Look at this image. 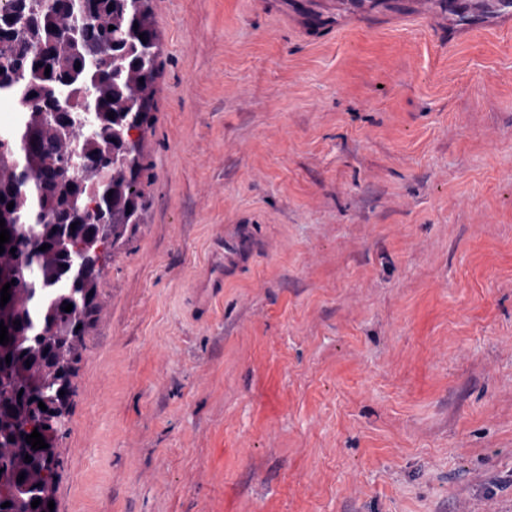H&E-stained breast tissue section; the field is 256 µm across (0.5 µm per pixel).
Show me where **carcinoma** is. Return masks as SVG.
I'll list each match as a JSON object with an SVG mask.
<instances>
[{
  "mask_svg": "<svg viewBox=\"0 0 512 512\" xmlns=\"http://www.w3.org/2000/svg\"><path fill=\"white\" fill-rule=\"evenodd\" d=\"M152 14V0H0V102L22 105L15 128L0 133V219L10 234L0 288L14 282L0 307L9 337L0 344L9 382L0 390V512H45L54 499L62 417L102 308V270L147 207L143 140L161 56ZM35 429L47 458L26 443Z\"/></svg>",
  "mask_w": 512,
  "mask_h": 512,
  "instance_id": "obj_1",
  "label": "carcinoma"
}]
</instances>
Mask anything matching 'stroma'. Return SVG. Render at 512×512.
I'll return each mask as SVG.
<instances>
[{
  "label": "stroma",
  "mask_w": 512,
  "mask_h": 512,
  "mask_svg": "<svg viewBox=\"0 0 512 512\" xmlns=\"http://www.w3.org/2000/svg\"><path fill=\"white\" fill-rule=\"evenodd\" d=\"M148 206L55 512H512V29L444 0H153ZM232 224L256 248L208 311Z\"/></svg>",
  "instance_id": "35a3bbf8"
}]
</instances>
